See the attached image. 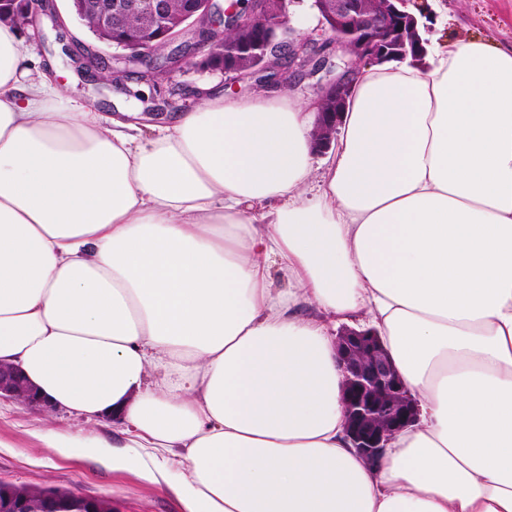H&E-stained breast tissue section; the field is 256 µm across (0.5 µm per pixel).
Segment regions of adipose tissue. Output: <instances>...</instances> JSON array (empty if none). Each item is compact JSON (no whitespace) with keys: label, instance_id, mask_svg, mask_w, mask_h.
Returning a JSON list of instances; mask_svg holds the SVG:
<instances>
[{"label":"adipose tissue","instance_id":"1","mask_svg":"<svg viewBox=\"0 0 512 512\" xmlns=\"http://www.w3.org/2000/svg\"><path fill=\"white\" fill-rule=\"evenodd\" d=\"M24 64L0 24V364L179 450L181 512H512V46L359 66L320 174L289 91L146 135ZM356 322L418 404L374 463Z\"/></svg>","mask_w":512,"mask_h":512}]
</instances>
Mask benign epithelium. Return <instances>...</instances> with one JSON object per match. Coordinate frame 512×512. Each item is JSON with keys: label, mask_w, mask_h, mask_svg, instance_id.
<instances>
[{"label": "benign epithelium", "mask_w": 512, "mask_h": 512, "mask_svg": "<svg viewBox=\"0 0 512 512\" xmlns=\"http://www.w3.org/2000/svg\"><path fill=\"white\" fill-rule=\"evenodd\" d=\"M77 18L93 14L97 40L115 42L130 51L128 61L147 56L137 37L113 39V30L122 16L135 8L146 19L143 33H155L172 44L171 61L152 66L169 79L199 53L201 63L222 54L241 58L233 70L236 81L255 80L265 87L293 84L297 74L317 78L313 130L318 153L329 149L350 98L357 65L378 64L417 57L424 53L418 20L406 10L410 0H312L326 37L321 41L295 35L289 25V6L295 0H247L244 9L232 0L217 21L214 0H184L175 14L166 0H70ZM235 27L239 44L224 43L221 28ZM253 43L263 46L262 63L253 66L245 49ZM345 58L344 67L333 72L328 67L332 55ZM336 350L344 374L342 399L347 414V432L353 445L370 462L378 460L386 443L400 430L415 422V399L405 389L382 337L372 330L347 326L336 336ZM34 407L46 415L52 405L36 397L32 385L13 367L0 365V398Z\"/></svg>", "instance_id": "1"}]
</instances>
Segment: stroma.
I'll use <instances>...</instances> for the list:
<instances>
[{
	"label": "stroma",
	"instance_id": "obj_1",
	"mask_svg": "<svg viewBox=\"0 0 512 512\" xmlns=\"http://www.w3.org/2000/svg\"><path fill=\"white\" fill-rule=\"evenodd\" d=\"M413 4L423 12L440 10L443 16L441 27L427 31V41L491 38L504 46L512 44V0H413ZM19 37L30 58V79H38L47 61H55L57 81L66 98L93 105L108 116L115 115L117 105L140 110L152 100L164 111L183 112L210 90L238 99L252 94L232 74L193 62L159 86L141 80L140 66H128L126 90L116 91L98 73L83 69L81 62L91 50L103 58L106 68L113 69L124 50L87 32L72 13L69 0H52L49 8L33 15ZM78 436L98 440L101 449L81 456L58 452L57 442ZM125 443L111 421L87 426L61 411L47 419L35 409L0 399V481L108 499L114 512H180L176 487L185 466L173 464L154 482L135 470H113L112 450Z\"/></svg>",
	"mask_w": 512,
	"mask_h": 512
}]
</instances>
